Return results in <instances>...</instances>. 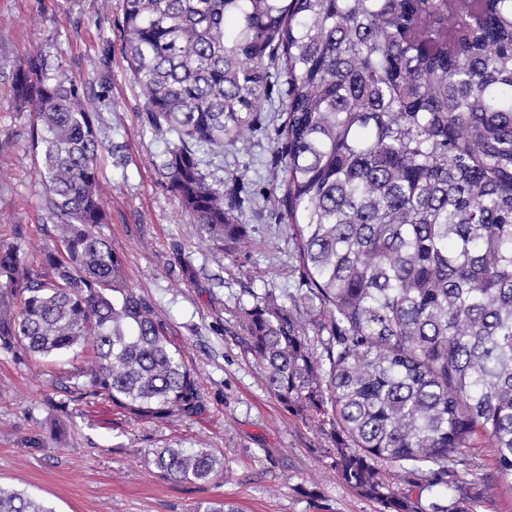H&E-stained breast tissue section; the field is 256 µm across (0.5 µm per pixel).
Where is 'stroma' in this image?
I'll list each match as a JSON object with an SVG mask.
<instances>
[{
	"mask_svg": "<svg viewBox=\"0 0 512 512\" xmlns=\"http://www.w3.org/2000/svg\"><path fill=\"white\" fill-rule=\"evenodd\" d=\"M121 22V0H0V240L23 230L33 263L46 241L41 160L29 140L33 118L19 111L13 93L16 71L40 52L91 95L105 141L97 160L110 215L105 232L124 257L128 283L152 298L195 369L204 410L149 420L107 402H73L56 438L46 399H62L58 387L79 357L19 364L1 351L0 487L55 512H196L208 503L235 512H378L338 478L333 439L269 391L239 324L240 309L265 291L286 303L302 294L292 230L272 204L281 174L269 160L285 113L265 108L257 130L234 144L198 147L207 183L223 190L241 179L250 195L239 217L246 238L226 252L211 250L168 188L163 163L179 139L147 121L122 53ZM107 40L103 82L90 62ZM165 447L212 449L224 469L198 484L162 477L151 452ZM473 457L489 499L478 512H512V483L498 476L486 448Z\"/></svg>",
	"mask_w": 512,
	"mask_h": 512,
	"instance_id": "stroma-1",
	"label": "stroma"
}]
</instances>
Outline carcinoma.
<instances>
[{"mask_svg": "<svg viewBox=\"0 0 512 512\" xmlns=\"http://www.w3.org/2000/svg\"><path fill=\"white\" fill-rule=\"evenodd\" d=\"M124 52L151 126L177 134L170 192L223 252L246 236L245 184L206 182L194 147L286 118L282 173L304 317L268 291L242 309L251 353L285 407L336 447L339 478L380 512H425L393 489L397 466L448 491L431 512H474L470 450L512 479V0H123ZM32 113L43 209L39 262L23 231L0 241V351L23 362L84 353L68 400L135 419L203 409L196 372L104 233L103 141L83 86L45 55L15 74ZM162 475L206 482L209 448H156ZM0 512H53L0 488Z\"/></svg>", "mask_w": 512, "mask_h": 512, "instance_id": "carcinoma-1", "label": "carcinoma"}]
</instances>
